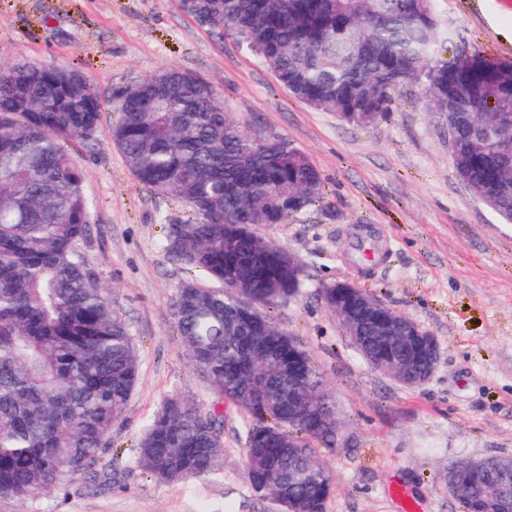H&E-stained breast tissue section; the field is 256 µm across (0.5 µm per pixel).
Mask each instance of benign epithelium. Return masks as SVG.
Wrapping results in <instances>:
<instances>
[{"label":"benign epithelium","instance_id":"7a95c632","mask_svg":"<svg viewBox=\"0 0 512 512\" xmlns=\"http://www.w3.org/2000/svg\"><path fill=\"white\" fill-rule=\"evenodd\" d=\"M335 288L336 318L372 369L414 386L431 378L438 359L433 336L403 314L371 303L365 291L350 282L338 283ZM367 328L374 335H364ZM390 332L397 333L398 343L405 349L403 355L370 346L372 342H387ZM306 418L314 430L334 432L338 447H347L355 440L343 430L338 417L309 412ZM448 489L473 492L479 512H512V456L492 455L457 465L448 473Z\"/></svg>","mask_w":512,"mask_h":512}]
</instances>
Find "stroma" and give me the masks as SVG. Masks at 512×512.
Wrapping results in <instances>:
<instances>
[{
    "mask_svg": "<svg viewBox=\"0 0 512 512\" xmlns=\"http://www.w3.org/2000/svg\"><path fill=\"white\" fill-rule=\"evenodd\" d=\"M436 5L454 44L512 61V0ZM1 62L79 69L102 98L100 132L75 153L91 213L82 252L129 328L139 380L96 473L27 499L0 498V512L275 510L249 489L245 419L233 406H223L217 471L167 483L138 463L139 440L167 398L220 404L193 375L172 313L187 274L165 254L163 226L189 212L141 185L110 139L116 92L171 67L216 89L244 129L294 140L325 178L316 206L254 227L309 273L271 315L304 343L355 437L352 447L322 453L334 480L324 512H399L396 483L421 512H463L448 491L449 471L512 455V224L459 181L448 132L426 112L420 88L402 92L376 125L342 122L290 97L255 52L198 26L180 0H0ZM369 234L383 260L358 259L354 246ZM342 281L435 338L439 360L428 382L406 387L367 365L321 301L324 286Z\"/></svg>",
    "mask_w": 512,
    "mask_h": 512,
    "instance_id": "35a3bbf8",
    "label": "stroma"
}]
</instances>
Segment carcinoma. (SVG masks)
<instances>
[{"instance_id": "obj_1", "label": "carcinoma", "mask_w": 512, "mask_h": 512, "mask_svg": "<svg viewBox=\"0 0 512 512\" xmlns=\"http://www.w3.org/2000/svg\"><path fill=\"white\" fill-rule=\"evenodd\" d=\"M435 0H181L195 22L227 34L273 70L295 99L357 126L382 119L418 84L446 125L470 192L512 222V62L459 50ZM111 141L143 186L179 199L191 218L164 225L163 248L194 274L173 314L192 371L243 412L246 478L276 512H323L332 476L313 430L288 408L336 413L304 346L288 379V336L270 310L297 295L306 268L258 235L323 198L324 178L286 136L246 131L209 85L180 68L122 89ZM101 97L77 69L0 65V498H27L89 473L136 387L127 324L80 251L90 234L84 173L71 152L96 139ZM205 278L218 288L200 285ZM256 305L246 337L224 309ZM217 415L168 398L139 444L153 478L211 473L224 457ZM300 457L288 455V446Z\"/></svg>"}]
</instances>
